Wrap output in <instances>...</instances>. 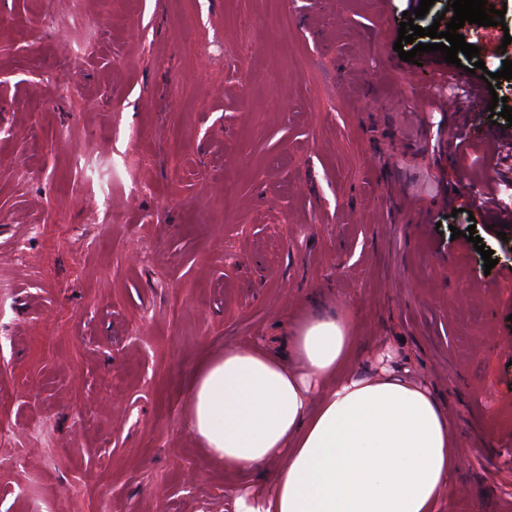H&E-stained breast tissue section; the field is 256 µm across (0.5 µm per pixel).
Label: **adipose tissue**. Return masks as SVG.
<instances>
[{
	"mask_svg": "<svg viewBox=\"0 0 512 512\" xmlns=\"http://www.w3.org/2000/svg\"><path fill=\"white\" fill-rule=\"evenodd\" d=\"M287 354L232 348L191 386L186 424L226 468H261L234 512H436L461 442L435 396L382 368L340 376L356 339L311 295Z\"/></svg>",
	"mask_w": 512,
	"mask_h": 512,
	"instance_id": "1",
	"label": "adipose tissue"
}]
</instances>
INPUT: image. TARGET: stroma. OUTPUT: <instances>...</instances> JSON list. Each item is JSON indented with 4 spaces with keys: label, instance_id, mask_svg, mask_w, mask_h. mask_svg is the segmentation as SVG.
<instances>
[{
    "label": "stroma",
    "instance_id": "1",
    "mask_svg": "<svg viewBox=\"0 0 512 512\" xmlns=\"http://www.w3.org/2000/svg\"><path fill=\"white\" fill-rule=\"evenodd\" d=\"M487 2L504 25L463 31L497 73L512 0ZM405 7L0 0V512H233L251 475L188 429L193 378L315 291L357 338L346 373L391 352L446 411L442 512H512V237L428 193L495 172L432 147ZM471 226L492 269L449 243Z\"/></svg>",
    "mask_w": 512,
    "mask_h": 512
}]
</instances>
